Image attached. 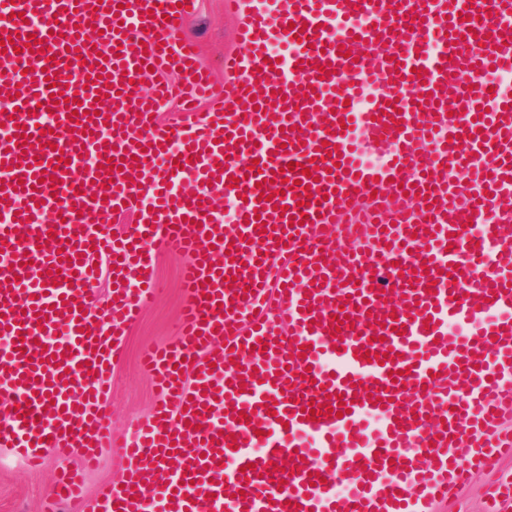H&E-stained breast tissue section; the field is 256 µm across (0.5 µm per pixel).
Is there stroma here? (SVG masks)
I'll return each mask as SVG.
<instances>
[{"mask_svg": "<svg viewBox=\"0 0 512 512\" xmlns=\"http://www.w3.org/2000/svg\"><path fill=\"white\" fill-rule=\"evenodd\" d=\"M233 29V21L224 16V0H199L197 15L185 19L181 27L183 34L200 42L203 57L216 66L234 44ZM179 267L178 259L156 251L153 277L158 291L145 299L139 317L126 327L107 399L112 425L119 433H131L150 415L157 400L139 357L144 347L163 343L176 334L181 303ZM60 465V459L47 451L41 465L32 468L13 450L0 447V512H41ZM494 478L512 480V460L503 461L493 477L482 470L474 472L469 485L450 496L436 512H481L485 490Z\"/></svg>", "mask_w": 512, "mask_h": 512, "instance_id": "1", "label": "stroma"}]
</instances>
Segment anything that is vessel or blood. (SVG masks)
<instances>
[{
    "mask_svg": "<svg viewBox=\"0 0 512 512\" xmlns=\"http://www.w3.org/2000/svg\"><path fill=\"white\" fill-rule=\"evenodd\" d=\"M196 4L0 0V447L115 453L96 505L65 467L46 512H435L512 458V96L484 107L512 0H224L220 83ZM157 248L190 258L179 333L121 443L106 384Z\"/></svg>",
    "mask_w": 512,
    "mask_h": 512,
    "instance_id": "obj_1",
    "label": "vessel or blood"
}]
</instances>
